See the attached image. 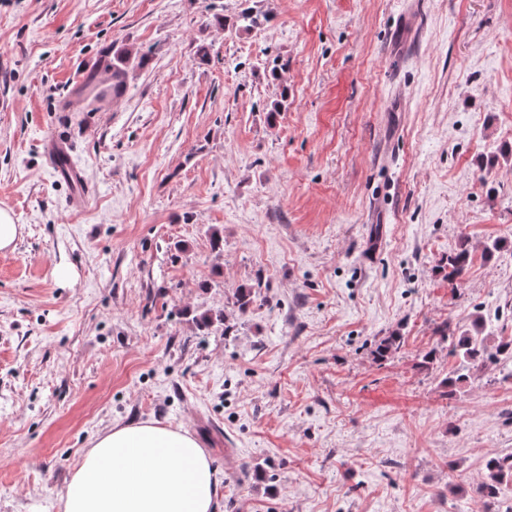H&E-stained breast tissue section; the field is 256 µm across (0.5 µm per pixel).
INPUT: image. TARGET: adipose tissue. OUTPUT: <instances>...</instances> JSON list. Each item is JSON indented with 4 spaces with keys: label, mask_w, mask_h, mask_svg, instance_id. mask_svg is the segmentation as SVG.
<instances>
[{
    "label": "adipose tissue",
    "mask_w": 512,
    "mask_h": 512,
    "mask_svg": "<svg viewBox=\"0 0 512 512\" xmlns=\"http://www.w3.org/2000/svg\"><path fill=\"white\" fill-rule=\"evenodd\" d=\"M218 487L194 437L145 421L96 437L60 503L62 512H215Z\"/></svg>",
    "instance_id": "ef3b65f1"
}]
</instances>
